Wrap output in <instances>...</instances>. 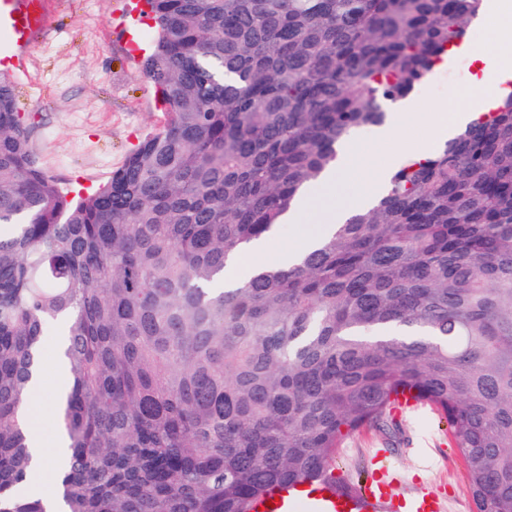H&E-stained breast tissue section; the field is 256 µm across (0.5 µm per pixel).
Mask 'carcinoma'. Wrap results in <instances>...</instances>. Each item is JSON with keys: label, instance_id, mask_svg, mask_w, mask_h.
<instances>
[{"label": "carcinoma", "instance_id": "1", "mask_svg": "<svg viewBox=\"0 0 512 512\" xmlns=\"http://www.w3.org/2000/svg\"><path fill=\"white\" fill-rule=\"evenodd\" d=\"M484 0H145L167 118L94 193L47 174L0 72V512H45L26 409L72 376L66 512H251L333 483L342 440L435 406L476 512H512V95L290 267L213 288L351 132L386 121ZM56 329L54 326H49L47 329L48 341L44 351V371H43V380L39 378L37 383L31 389L29 398L34 406H36V402L43 395V381L45 382V392L48 396L52 395L55 382H56V372L54 367V359H55V340L57 336Z\"/></svg>", "mask_w": 512, "mask_h": 512}]
</instances>
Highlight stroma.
<instances>
[{
	"label": "stroma",
	"instance_id": "35a3bbf8",
	"mask_svg": "<svg viewBox=\"0 0 512 512\" xmlns=\"http://www.w3.org/2000/svg\"><path fill=\"white\" fill-rule=\"evenodd\" d=\"M154 40L137 0H50L45 27L23 52L0 63L15 80L20 112L35 124L33 143L47 173L71 195H87L120 167L164 120L156 89L141 61ZM474 66L455 55L394 112L415 113L400 132L419 146L436 105L457 104L474 92ZM337 462L353 481L383 473L397 494L427 490L440 512H474L466 468L446 424L423 405L398 413L390 430L367 428L344 439Z\"/></svg>",
	"mask_w": 512,
	"mask_h": 512
}]
</instances>
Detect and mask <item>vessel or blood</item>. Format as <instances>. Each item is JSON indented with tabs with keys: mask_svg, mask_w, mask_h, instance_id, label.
<instances>
[{
	"mask_svg": "<svg viewBox=\"0 0 512 512\" xmlns=\"http://www.w3.org/2000/svg\"><path fill=\"white\" fill-rule=\"evenodd\" d=\"M46 4L47 0H0V46L22 48L29 36L44 25ZM392 504L400 512H436L438 508L426 494L395 499L389 483L379 478L350 497L339 496L323 486L304 497L297 490L284 488L263 512H386Z\"/></svg>",
	"mask_w": 512,
	"mask_h": 512,
	"instance_id": "1",
	"label": "vessel or blood"
}]
</instances>
